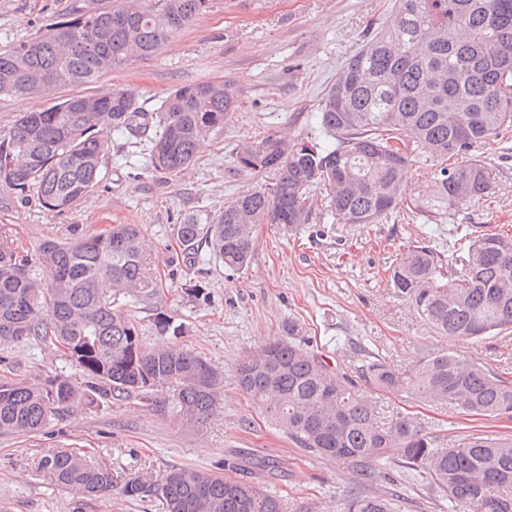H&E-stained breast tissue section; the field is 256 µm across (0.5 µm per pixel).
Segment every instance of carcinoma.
Returning a JSON list of instances; mask_svg holds the SVG:
<instances>
[{
  "instance_id": "obj_1",
  "label": "carcinoma",
  "mask_w": 512,
  "mask_h": 512,
  "mask_svg": "<svg viewBox=\"0 0 512 512\" xmlns=\"http://www.w3.org/2000/svg\"><path fill=\"white\" fill-rule=\"evenodd\" d=\"M210 0H112L80 7L47 33L0 51V95L46 94L91 83L101 73L153 56L207 11ZM121 15L128 24L117 26ZM236 107L224 82L173 89L157 111L142 112L126 87L58 100L21 115L0 139V183L34 192L42 207L65 211L97 187L107 136L122 129L147 136L154 169L181 172L201 141L224 127ZM327 148L269 133L244 143L237 164L274 172L224 204L204 224L174 227L184 255L204 244L224 267L251 261L258 224L296 229L312 219L311 192L330 195L338 224H379L407 207L436 223L462 203L491 194L492 173L479 150L512 131V0H396L392 17L350 56L318 106ZM153 135H146L148 130ZM434 168L428 194L408 197L406 169ZM149 251L136 224H114L31 250L0 243V344L34 339L60 351L88 376L80 390L61 377L34 386L0 376V435L40 430L60 410L80 412L107 398L164 406L201 424L220 405L222 378L206 359L177 346H148L139 321L123 306L157 296ZM397 296L441 336L475 339L512 329V235L470 232L443 254L430 245L401 253L391 270ZM283 335L243 354L241 389L303 451L368 465L381 460L425 475L453 504L471 512H512V437L462 435L448 447L414 419L377 420L373 394L392 392L440 402L484 417L512 413V380L444 350L407 373L367 354L360 391L316 352L297 342L292 321ZM57 481L85 496L121 484L129 498L163 500L166 512H287L263 484L176 468L158 481L125 479L111 464L82 462L59 451L44 459ZM383 496H353L342 512H392Z\"/></svg>"
}]
</instances>
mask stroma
Masks as SVG:
<instances>
[{
  "instance_id": "1",
  "label": "stroma",
  "mask_w": 512,
  "mask_h": 512,
  "mask_svg": "<svg viewBox=\"0 0 512 512\" xmlns=\"http://www.w3.org/2000/svg\"><path fill=\"white\" fill-rule=\"evenodd\" d=\"M111 4L0 0V50L46 33L75 6ZM394 7L395 0H210L204 14L150 58L77 89L59 88L51 98L0 96V135L21 113L47 108L53 99L116 85L133 89L145 112L155 111L175 87L203 81L231 83L237 100L223 129L203 142L185 171L153 169L145 143L119 130L109 135L103 180L70 210H46L33 193L21 195L0 184V241L31 248L46 238H68L76 226L96 233L111 224L139 225L152 244L160 289L155 299L127 305L144 340L197 352L223 379L222 407L201 425L110 398L75 415L59 413L38 432L0 435V512H165L156 496L140 501L115 490L86 497L59 484L42 460L61 449L107 461L126 477L147 479L174 467L220 475L225 461L239 456L282 460L285 475L263 484L283 496L289 512L302 506L341 512L351 494L402 497L400 512H468L449 507L427 482L406 475L391 481L384 467L364 472L352 461L300 450L240 389L235 370L245 351L280 336L293 320L301 342L350 377L359 345L403 372L430 352L448 350L512 379V330L471 341L438 335L388 282L389 268L409 247L428 243L444 250L467 229L512 228V141L484 149L493 195L459 206L442 222L428 223L403 210L379 224H339L327 192L318 189L310 223L293 231L256 226L246 270L224 269L205 249L194 263L169 262L180 251L174 224L191 216L206 220L239 194L272 182V172L239 170L236 155L245 141L282 131L300 141L331 144L317 121L318 105L346 60ZM189 277L202 284L200 294L185 290ZM161 311L180 324L177 335H157L154 318ZM4 372L32 384L57 375L79 388L86 381L63 353H49L32 339L0 346ZM377 409L384 423L399 415L413 418L442 447L480 431L512 435V418L471 416L431 401L387 394Z\"/></svg>"
}]
</instances>
